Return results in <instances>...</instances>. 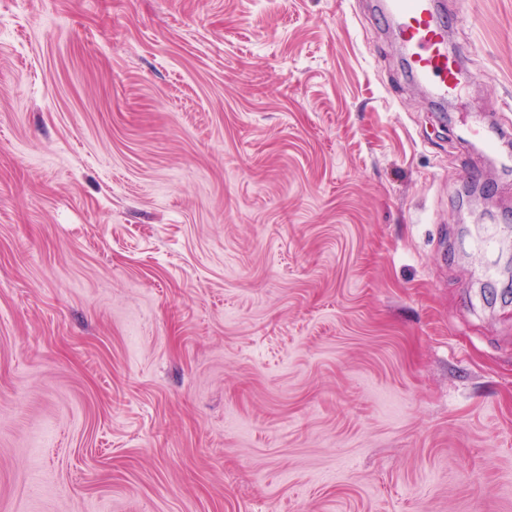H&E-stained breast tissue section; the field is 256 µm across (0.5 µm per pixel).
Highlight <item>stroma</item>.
I'll list each match as a JSON object with an SVG mask.
<instances>
[{
    "mask_svg": "<svg viewBox=\"0 0 512 512\" xmlns=\"http://www.w3.org/2000/svg\"><path fill=\"white\" fill-rule=\"evenodd\" d=\"M444 3L440 107L374 0H0V512H512V0Z\"/></svg>",
    "mask_w": 512,
    "mask_h": 512,
    "instance_id": "35a3bbf8",
    "label": "stroma"
}]
</instances>
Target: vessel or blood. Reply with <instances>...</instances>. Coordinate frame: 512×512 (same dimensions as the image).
<instances>
[{
  "label": "vessel or blood",
  "instance_id": "1",
  "mask_svg": "<svg viewBox=\"0 0 512 512\" xmlns=\"http://www.w3.org/2000/svg\"><path fill=\"white\" fill-rule=\"evenodd\" d=\"M381 6L398 30L405 65L414 79L435 97L454 95L463 58L448 50L436 0H381Z\"/></svg>",
  "mask_w": 512,
  "mask_h": 512
}]
</instances>
